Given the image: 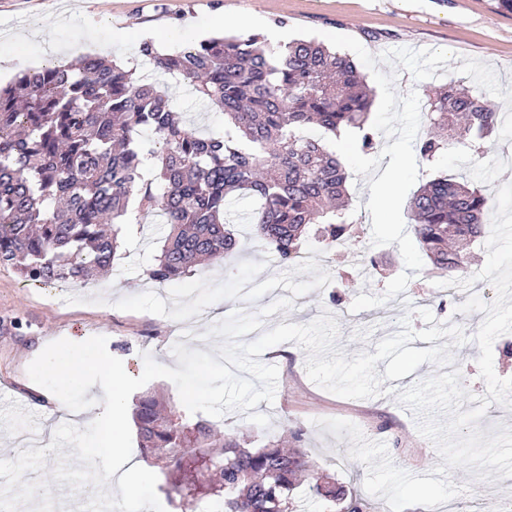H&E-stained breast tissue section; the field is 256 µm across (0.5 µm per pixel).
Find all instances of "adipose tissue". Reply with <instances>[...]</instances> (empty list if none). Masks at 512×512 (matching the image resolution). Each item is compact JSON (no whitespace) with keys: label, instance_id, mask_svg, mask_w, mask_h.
Here are the masks:
<instances>
[{"label":"adipose tissue","instance_id":"adipose-tissue-1","mask_svg":"<svg viewBox=\"0 0 512 512\" xmlns=\"http://www.w3.org/2000/svg\"><path fill=\"white\" fill-rule=\"evenodd\" d=\"M58 392L90 387V399L82 412L69 416L74 427L92 429L96 435L94 450L85 454L80 466L92 467L95 458L119 457L125 473L116 480L125 501L140 503L145 499L147 486L138 460L127 456L125 449L126 390L130 376L125 367L89 352L63 353L43 365Z\"/></svg>","mask_w":512,"mask_h":512}]
</instances>
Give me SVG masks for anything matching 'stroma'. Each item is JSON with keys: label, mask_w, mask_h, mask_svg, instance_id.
<instances>
[{"label": "stroma", "mask_w": 512, "mask_h": 512, "mask_svg": "<svg viewBox=\"0 0 512 512\" xmlns=\"http://www.w3.org/2000/svg\"><path fill=\"white\" fill-rule=\"evenodd\" d=\"M80 10L91 19L86 32L88 46L121 61L138 53V34L156 29L164 32L168 49L220 32L266 36L281 25L347 35L375 55L402 47L445 49L452 52V60L439 65L435 77L426 80H415L408 71L388 64L381 70L394 73L399 95L413 91L423 100L435 87L460 82L479 91L496 112L512 117V12L500 9L497 0H0V59L9 66L8 74L0 76V85L12 83L15 74L29 69L33 61L44 66L62 63L56 47L73 39V25L66 17ZM120 29L126 30V38H117ZM159 84L195 126L213 131L222 128L223 115L208 109L187 87L165 77ZM439 172L495 196L501 185L512 179V120L500 123L491 136L477 141L473 150L453 149L437 166L420 165L417 181L425 183ZM347 189L351 197L348 248L327 251L315 240L305 247L309 256L330 272V285L295 298L293 307L265 318L264 328L307 324L330 314L339 324L336 346L351 358L361 351L375 353L380 340L399 332L407 308H426L434 315L436 326L455 323L469 335V342L454 348L453 358L468 371L467 390L481 395L486 385L475 371L480 350L471 337L484 315L457 312V305L468 298L467 291L443 295L439 283L447 275L431 262H424L406 290L394 299L374 309L351 312L356 296L383 294L387 283L405 266L398 245L371 243V215L364 205L365 177L349 174ZM234 230L241 243L237 259L199 269L195 278L225 281L244 261L264 263L260 274L264 280L285 273V266L254 237L250 224L239 221ZM166 231V225L153 216L140 226L123 225L111 273L114 302L146 291L167 297L168 286L144 282L145 269L158 255ZM100 295L97 286L29 285L12 268L0 266V512H14L15 499L33 482L39 486L45 512H61L62 503L85 497L80 474L73 467L74 452L90 445L93 434L65 421L51 422L54 405L48 396L53 388L49 376L39 372L49 351L83 339L114 364L137 371L144 367V355L171 352L182 333L181 322L168 317L121 311L114 303L100 306ZM306 355V350L292 341L261 354L262 362L279 371L274 401L260 402L245 412H228L218 418V425L259 445L300 433L299 445L312 475L331 477L349 496L362 499L366 512H390L384 499L366 492L367 470L349 457V437H335L320 421L340 418L356 424L366 438L386 444L395 465L425 475L441 459L432 443L419 434L415 415L398 403L397 396L438 374V367L423 363L409 375L385 381V395L355 400L313 383L305 370ZM49 431L54 434V447L44 454L26 448L21 440L26 432L42 437ZM119 466L116 460L96 463V495L111 498L112 512H180L178 498L167 495L164 477L154 466L149 469L145 507L136 510L125 504L112 487ZM449 477L463 482L466 500L484 510L492 502L512 499V478L486 482L457 469Z\"/></svg>", "instance_id": "stroma-1"}]
</instances>
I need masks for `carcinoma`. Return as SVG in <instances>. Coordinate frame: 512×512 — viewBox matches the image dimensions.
<instances>
[{
    "instance_id": "cac0c4a2",
    "label": "carcinoma",
    "mask_w": 512,
    "mask_h": 512,
    "mask_svg": "<svg viewBox=\"0 0 512 512\" xmlns=\"http://www.w3.org/2000/svg\"><path fill=\"white\" fill-rule=\"evenodd\" d=\"M141 55L224 115L219 131L188 128L153 83L97 55L75 67L46 66L0 89V266L26 282L85 287L112 269L131 207L160 213L170 231L146 269L160 285L197 265H221L238 241L226 228L230 204L252 199L256 235L279 262L291 264L308 240L344 238L345 170L329 140L357 133L374 148L371 89L353 61L315 40L282 48L260 34L212 37L169 52L150 42ZM420 158L437 162L451 149L492 133L498 113L448 84L427 104ZM317 126L324 138L301 133ZM488 199L440 174L410 201L412 229L433 266L466 269L449 243L476 241ZM141 451L156 456L183 512L219 500L224 512H295L290 493L307 471L300 450L277 444L250 449L214 423L192 420L151 393L134 405ZM313 491L346 500L335 483Z\"/></svg>"
}]
</instances>
